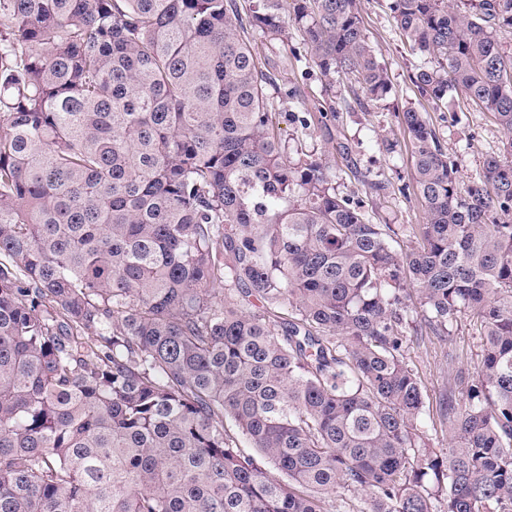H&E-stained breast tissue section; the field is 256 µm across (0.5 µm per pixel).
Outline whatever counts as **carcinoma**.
Wrapping results in <instances>:
<instances>
[{"label":"carcinoma","mask_w":512,"mask_h":512,"mask_svg":"<svg viewBox=\"0 0 512 512\" xmlns=\"http://www.w3.org/2000/svg\"><path fill=\"white\" fill-rule=\"evenodd\" d=\"M388 9L419 95L504 135L462 189L399 115L406 245L290 157L249 39L379 101L360 0H0V512H512V0ZM464 315L437 452L405 352Z\"/></svg>","instance_id":"obj_1"}]
</instances>
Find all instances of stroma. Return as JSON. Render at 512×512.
Listing matches in <instances>:
<instances>
[{
    "instance_id": "35a3bbf8",
    "label": "stroma",
    "mask_w": 512,
    "mask_h": 512,
    "mask_svg": "<svg viewBox=\"0 0 512 512\" xmlns=\"http://www.w3.org/2000/svg\"><path fill=\"white\" fill-rule=\"evenodd\" d=\"M366 33L379 63L386 69L391 91L378 102L359 107L349 87L335 88L336 113H319L325 81L310 60L295 58L292 50L299 39L289 33L287 41L268 40L254 33L252 41L268 72L281 90H295V102H277L276 117L290 148L317 150L339 176L341 192L363 201L374 223L414 226L422 223L423 209L416 196L400 195L401 186L412 184L413 169L408 136L397 115L418 106L411 78L417 60L411 56L395 29L386 0H363ZM442 149L462 180L481 171L487 155L499 152L502 133L489 114L476 111L463 98H455L445 112L430 115ZM381 180L384 190L371 189V180ZM456 349L465 368L476 372L479 341L468 330L467 321L453 328L449 341L423 337L408 351L424 383L426 413L422 429L435 447L448 443V431L440 422L441 394L453 371L447 349Z\"/></svg>"
}]
</instances>
